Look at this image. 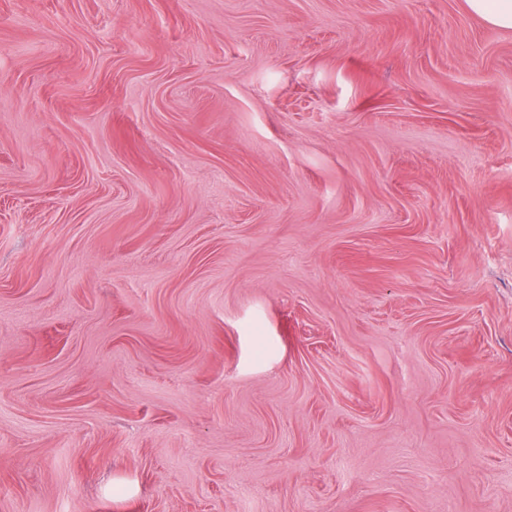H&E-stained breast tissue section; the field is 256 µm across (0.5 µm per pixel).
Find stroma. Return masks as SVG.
Masks as SVG:
<instances>
[{
    "mask_svg": "<svg viewBox=\"0 0 512 512\" xmlns=\"http://www.w3.org/2000/svg\"><path fill=\"white\" fill-rule=\"evenodd\" d=\"M0 512H512V30L0 0Z\"/></svg>",
    "mask_w": 512,
    "mask_h": 512,
    "instance_id": "35a3bbf8",
    "label": "stroma"
}]
</instances>
